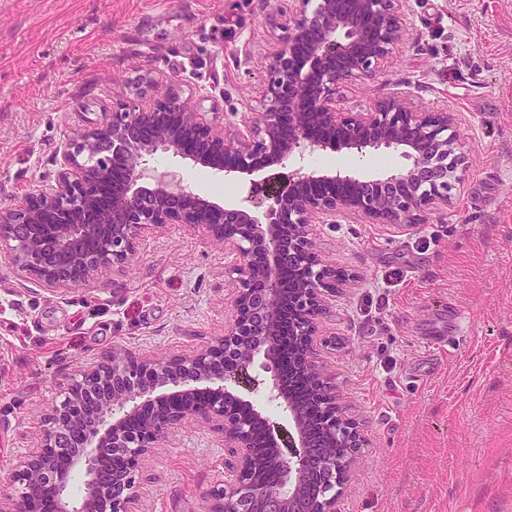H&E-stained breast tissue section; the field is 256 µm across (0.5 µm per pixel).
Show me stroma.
<instances>
[{
    "label": "stroma",
    "mask_w": 512,
    "mask_h": 512,
    "mask_svg": "<svg viewBox=\"0 0 512 512\" xmlns=\"http://www.w3.org/2000/svg\"><path fill=\"white\" fill-rule=\"evenodd\" d=\"M292 0H0V207L57 171L79 131L140 101V77L175 86L234 132L262 110L267 55ZM408 34L375 78L345 84L344 108L406 95L457 116L467 169L448 208L413 224L354 214L316 225L320 257L350 279L327 297L320 354L369 440L340 512H512V0H407ZM152 164L230 204L247 184L170 151ZM306 168L361 179L403 170L401 153L344 152ZM0 239V497L37 444L68 374L115 350L165 358L224 333L231 261L180 224L133 259L71 289L17 271ZM435 336L451 346H433ZM235 393L277 438L294 427L261 363ZM236 467L218 426L193 422L135 475L134 512H206Z\"/></svg>",
    "instance_id": "1"
}]
</instances>
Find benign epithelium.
I'll return each instance as SVG.
<instances>
[{"label": "benign epithelium", "mask_w": 512, "mask_h": 512, "mask_svg": "<svg viewBox=\"0 0 512 512\" xmlns=\"http://www.w3.org/2000/svg\"><path fill=\"white\" fill-rule=\"evenodd\" d=\"M278 47L266 58L263 112L232 134L172 88L146 104H130L64 147L54 177L14 208L0 207V224L21 239L11 257L18 271L51 288L79 285L128 263L146 233L183 224L235 256L231 313L224 335L189 356L158 360L114 350L75 370L65 396L47 418L36 452L13 471L15 494L0 512H133L135 472L160 440L189 420L217 422L233 449V477L209 493L207 512H338L367 437L348 417L334 378L317 349L326 293L347 276L322 264L313 230L341 212L369 224H414L421 213L448 205L466 171L455 115L421 112L390 95L361 112L337 107L338 89L380 70L407 35L405 0H293ZM162 149L249 183L243 203L223 206L151 174ZM401 151L398 172L362 181L298 168L288 186L264 204L256 176L292 159L328 150L364 156ZM295 268L292 283L278 274ZM297 336L292 372L325 410L320 444L303 407L284 389L279 365L281 303ZM251 346L232 357L236 341ZM271 373L267 401L293 421L287 457L262 412L238 410L231 388L258 355ZM259 424L264 440L254 441ZM116 449L106 462L101 449ZM268 460L283 480L257 479ZM84 478L81 506L68 496L74 472Z\"/></svg>", "instance_id": "1"}]
</instances>
